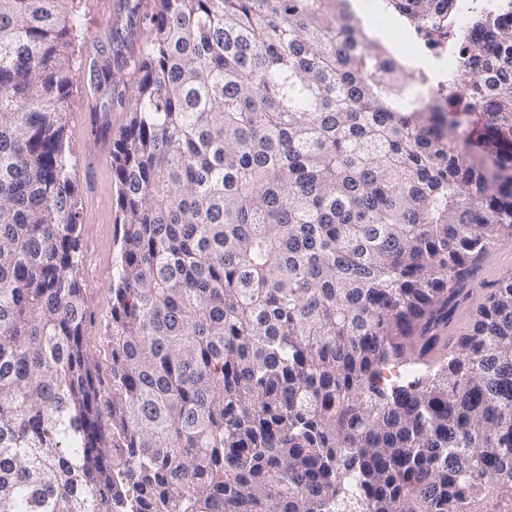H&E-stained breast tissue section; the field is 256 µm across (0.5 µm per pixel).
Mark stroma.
<instances>
[{"instance_id":"obj_1","label":"stroma","mask_w":512,"mask_h":512,"mask_svg":"<svg viewBox=\"0 0 512 512\" xmlns=\"http://www.w3.org/2000/svg\"><path fill=\"white\" fill-rule=\"evenodd\" d=\"M154 0H81L82 34L72 53L78 68L71 109L67 114V144L74 163L80 207V256L88 300L84 328L87 349L100 366H108L109 322L113 276L121 263L123 226L119 221L118 187L112 174L113 144L129 123V101L135 93V77L123 70L120 88L124 105L107 106V88L95 83L88 66L110 55L126 61L142 51L146 35L138 18L152 10ZM124 29L123 41L110 42V28ZM512 273V237L502 239L482 261L472 278L475 292L487 294L497 280Z\"/></svg>"}]
</instances>
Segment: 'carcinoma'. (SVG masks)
Masks as SVG:
<instances>
[{"label": "carcinoma", "instance_id": "cac0c4a2", "mask_svg": "<svg viewBox=\"0 0 512 512\" xmlns=\"http://www.w3.org/2000/svg\"><path fill=\"white\" fill-rule=\"evenodd\" d=\"M80 0H0V512H463L512 489V22L381 0L461 63L446 99L347 0H156L115 142L112 436L65 154ZM98 85L117 86L112 63ZM512 273V236L500 239L491 250L489 256L482 261L474 273L468 288L484 297L504 273Z\"/></svg>", "mask_w": 512, "mask_h": 512}]
</instances>
